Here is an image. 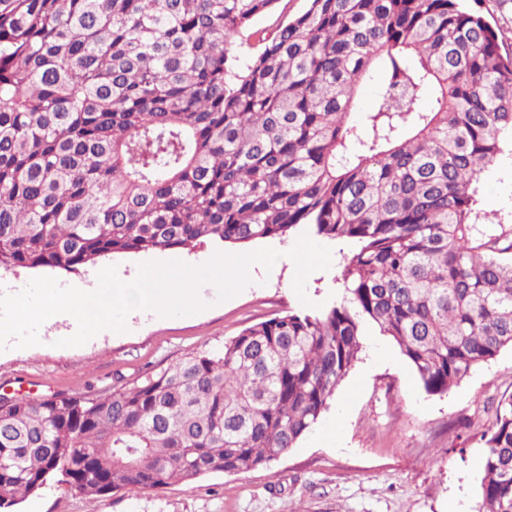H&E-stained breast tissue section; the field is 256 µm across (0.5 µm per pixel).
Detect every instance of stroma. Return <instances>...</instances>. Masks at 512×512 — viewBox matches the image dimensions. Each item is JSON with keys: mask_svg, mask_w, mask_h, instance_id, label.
<instances>
[{"mask_svg": "<svg viewBox=\"0 0 512 512\" xmlns=\"http://www.w3.org/2000/svg\"><path fill=\"white\" fill-rule=\"evenodd\" d=\"M480 207L489 218L512 224V150L482 174ZM291 240L264 239L246 245L206 243L194 250L152 252L114 259L123 275L140 264L180 260L198 266L216 251H280L272 270L251 267L252 283L216 303L213 285L199 297L208 309L194 315L131 316L122 333H103L86 344L55 347L71 326L39 329L40 345L0 352V395L30 399L56 393L103 394L166 368L192 351L217 350L245 327L301 310L293 290ZM332 265L306 280L309 299L334 301V280L348 244L333 242ZM385 358L373 362L374 350ZM512 393V349L475 368L448 393H426L397 345L365 326L361 351L340 382L318 427L269 466L236 475L209 474L190 483L154 490H124L106 497L82 496L50 480L14 512H479L487 450L481 434L494 421L498 400ZM335 426L325 441L320 431Z\"/></svg>", "mask_w": 512, "mask_h": 512, "instance_id": "obj_1", "label": "stroma"}]
</instances>
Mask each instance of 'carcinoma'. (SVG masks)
I'll list each match as a JSON object with an SVG mask.
<instances>
[{
    "label": "carcinoma",
    "instance_id": "1",
    "mask_svg": "<svg viewBox=\"0 0 512 512\" xmlns=\"http://www.w3.org/2000/svg\"><path fill=\"white\" fill-rule=\"evenodd\" d=\"M288 2L0 0V269L353 244L341 300L315 312L105 395H0V512L53 477L106 496L268 466L327 410L367 324L429 394L512 348V224L477 211L512 134V56L464 0ZM481 440L479 512H512V394Z\"/></svg>",
    "mask_w": 512,
    "mask_h": 512
}]
</instances>
